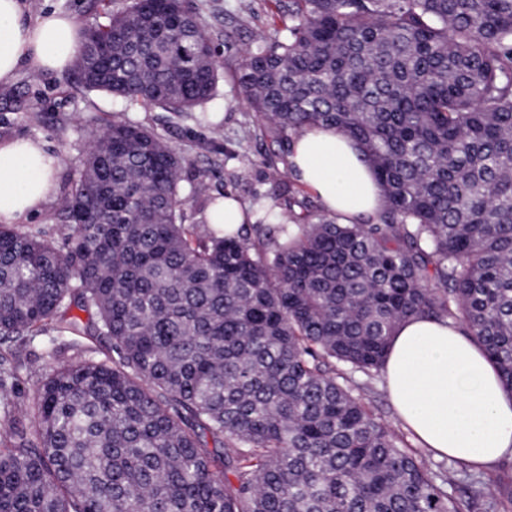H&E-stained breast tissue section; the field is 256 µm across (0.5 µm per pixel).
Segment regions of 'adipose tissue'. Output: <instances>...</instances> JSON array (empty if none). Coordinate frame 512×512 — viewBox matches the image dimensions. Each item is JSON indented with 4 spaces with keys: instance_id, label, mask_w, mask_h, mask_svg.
I'll list each match as a JSON object with an SVG mask.
<instances>
[{
    "instance_id": "obj_1",
    "label": "adipose tissue",
    "mask_w": 512,
    "mask_h": 512,
    "mask_svg": "<svg viewBox=\"0 0 512 512\" xmlns=\"http://www.w3.org/2000/svg\"><path fill=\"white\" fill-rule=\"evenodd\" d=\"M74 16L46 11L28 19L20 0H0V84L20 65L64 72L81 50ZM358 145L332 128L299 135L289 161L340 223L376 221L382 195ZM58 157L33 139L0 141V223L39 213L56 192ZM386 390L399 419L436 454L491 469L512 457V397L467 332L426 317L403 321L387 352Z\"/></svg>"
}]
</instances>
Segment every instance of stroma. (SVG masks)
<instances>
[{"instance_id":"35a3bbf8","label":"stroma","mask_w":512,"mask_h":512,"mask_svg":"<svg viewBox=\"0 0 512 512\" xmlns=\"http://www.w3.org/2000/svg\"><path fill=\"white\" fill-rule=\"evenodd\" d=\"M125 0H25V12L33 17L47 10L94 22L102 9L116 10ZM219 13L211 25L218 34L220 81L216 97L202 108L177 115L156 107L122 102L103 92H90L77 82L74 70L36 74L19 67L8 85H0V140H41L57 154L59 190L76 177V166L89 148L92 136L111 121L113 113L154 129L187 159L180 184L186 200V221L203 222L204 196L232 194L249 207L257 204L283 207L285 185L298 196L310 190L292 175L283 180L269 177L273 145L259 118L239 97L237 75L246 52L254 47L258 31L281 28L283 17L275 0H211ZM57 335L54 323H45L36 341L19 354L23 385L13 398L15 429L32 430L37 383L58 358L49 341Z\"/></svg>"}]
</instances>
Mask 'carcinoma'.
<instances>
[{
	"mask_svg": "<svg viewBox=\"0 0 512 512\" xmlns=\"http://www.w3.org/2000/svg\"><path fill=\"white\" fill-rule=\"evenodd\" d=\"M278 8L237 78L272 175L334 126L375 170L378 221L290 197L253 238L199 230L185 156L113 116L61 198L63 246L0 224V342L54 320L112 350L53 367L28 433L11 429L16 352L0 356V512H512V472L419 457L353 379L427 316L465 325L512 395V0ZM83 33L87 91L174 113L217 94L185 0H126Z\"/></svg>",
	"mask_w": 512,
	"mask_h": 512,
	"instance_id": "cac0c4a2",
	"label": "carcinoma"
}]
</instances>
